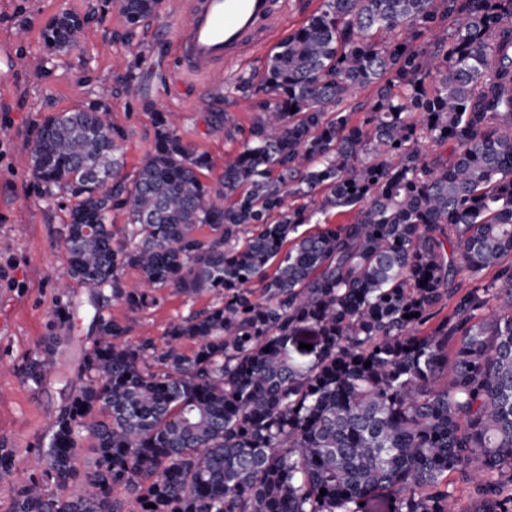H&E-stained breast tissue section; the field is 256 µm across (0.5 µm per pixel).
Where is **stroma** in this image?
Wrapping results in <instances>:
<instances>
[{"instance_id": "stroma-1", "label": "stroma", "mask_w": 512, "mask_h": 512, "mask_svg": "<svg viewBox=\"0 0 512 512\" xmlns=\"http://www.w3.org/2000/svg\"><path fill=\"white\" fill-rule=\"evenodd\" d=\"M182 0H160L155 14L143 21L133 40L116 0H0V43L11 42L15 56L34 55L37 68H18L6 94H0V372L33 356L44 337L58 334L56 279L66 269L58 243L66 224L67 198L47 195L25 161L38 124L59 112L98 104L100 86L112 94L105 102L111 123L124 131V173L134 176L155 139L153 115L178 112L180 133L215 162L202 180L215 184L241 149L239 131L255 116L251 100L232 88L242 75L262 71L281 35L263 38L247 60L218 66L208 81L180 74L175 52ZM78 14L83 27L75 46L59 53L47 47L44 31L62 12ZM226 123L213 121L214 114ZM213 293L188 297L163 289L157 302L130 312L116 303L112 319L133 323V339L148 336L163 343L170 322L211 305ZM68 345H60L55 370L36 387L0 375V441L17 449V482L40 473L36 452L61 403L59 379L74 372Z\"/></svg>"}]
</instances>
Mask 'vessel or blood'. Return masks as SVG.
Returning a JSON list of instances; mask_svg holds the SVG:
<instances>
[{
	"label": "vessel or blood",
	"instance_id": "obj_1",
	"mask_svg": "<svg viewBox=\"0 0 512 512\" xmlns=\"http://www.w3.org/2000/svg\"><path fill=\"white\" fill-rule=\"evenodd\" d=\"M286 8L285 0H185L178 41L182 71L205 79L217 63L243 61L260 35L277 30Z\"/></svg>",
	"mask_w": 512,
	"mask_h": 512
}]
</instances>
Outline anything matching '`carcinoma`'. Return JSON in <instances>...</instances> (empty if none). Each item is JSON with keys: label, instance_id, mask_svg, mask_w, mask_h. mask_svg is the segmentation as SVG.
<instances>
[{"label": "carcinoma", "instance_id": "carcinoma-1", "mask_svg": "<svg viewBox=\"0 0 512 512\" xmlns=\"http://www.w3.org/2000/svg\"><path fill=\"white\" fill-rule=\"evenodd\" d=\"M157 2L119 0L129 31ZM80 27L63 12L45 40ZM234 89L263 98L214 186L171 112L130 181L104 104L40 125L28 165L73 200L66 276L94 335L18 367L39 386L78 348L40 474L16 483L0 443L10 512H124L123 489L140 512H452L448 476L472 470L469 512H512V0H322ZM332 210L351 218L300 231ZM159 288L218 297L161 345L104 313ZM55 319L77 320L65 287Z\"/></svg>", "mask_w": 512, "mask_h": 512}]
</instances>
